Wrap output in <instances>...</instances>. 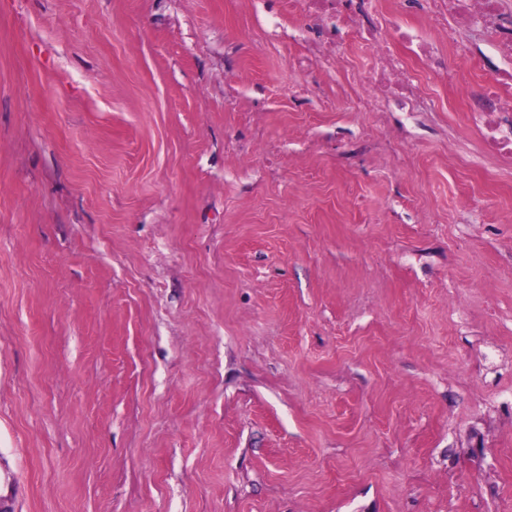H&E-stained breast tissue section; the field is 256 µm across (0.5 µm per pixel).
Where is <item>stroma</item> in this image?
<instances>
[{"mask_svg": "<svg viewBox=\"0 0 512 512\" xmlns=\"http://www.w3.org/2000/svg\"><path fill=\"white\" fill-rule=\"evenodd\" d=\"M264 15L0 0V512H512L489 74L356 112Z\"/></svg>", "mask_w": 512, "mask_h": 512, "instance_id": "35a3bbf8", "label": "stroma"}]
</instances>
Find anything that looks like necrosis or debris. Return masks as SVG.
Wrapping results in <instances>:
<instances>
[{"label": "necrosis or debris", "instance_id": "4bbe7bcc", "mask_svg": "<svg viewBox=\"0 0 512 512\" xmlns=\"http://www.w3.org/2000/svg\"><path fill=\"white\" fill-rule=\"evenodd\" d=\"M400 6H418L417 24L384 25L377 0H288L289 13L299 15L308 30L316 31L301 70L319 62H337L347 39L366 47L369 59L355 80L360 88L361 112H407L417 109L424 95V78L452 80L450 53H470L453 36L457 26L484 27L499 50L512 55V9L503 0H399ZM483 67L493 81L480 82L467 94L469 118L484 151L512 164V69H502L493 58Z\"/></svg>", "mask_w": 512, "mask_h": 512}]
</instances>
